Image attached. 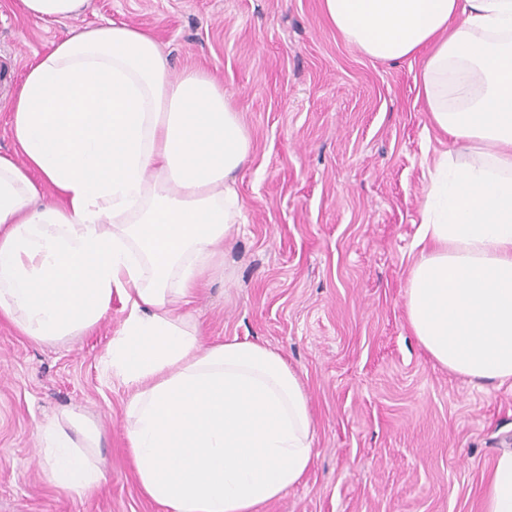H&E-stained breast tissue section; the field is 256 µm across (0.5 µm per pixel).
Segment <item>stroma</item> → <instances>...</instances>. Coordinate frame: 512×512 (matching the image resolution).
<instances>
[{
    "instance_id": "1",
    "label": "stroma",
    "mask_w": 512,
    "mask_h": 512,
    "mask_svg": "<svg viewBox=\"0 0 512 512\" xmlns=\"http://www.w3.org/2000/svg\"><path fill=\"white\" fill-rule=\"evenodd\" d=\"M152 32L173 72L214 75L251 133L237 178L244 222L189 306L205 342L250 339L296 371L313 462L261 512H481L495 456L512 448V385L479 387L412 336L405 287L428 189L445 151L419 95L423 56L391 63L347 43L322 0H89L43 21L0 0V153L34 56L73 28ZM124 313L36 343L0 318V512H165L139 485L126 440L132 385L103 359ZM80 407L102 433L107 480L76 495L40 461L37 427Z\"/></svg>"
}]
</instances>
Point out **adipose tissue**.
Returning a JSON list of instances; mask_svg holds the SVG:
<instances>
[{
  "mask_svg": "<svg viewBox=\"0 0 512 512\" xmlns=\"http://www.w3.org/2000/svg\"><path fill=\"white\" fill-rule=\"evenodd\" d=\"M322 7L368 57L426 53L430 121L469 159L444 152L429 171L406 318L448 371L512 382V0ZM11 128L20 154H0V317L55 342L121 301L104 369L135 387L128 449L167 512H260L299 484L313 456L299 376L261 343L203 344L187 310L243 209L236 176L251 136L223 86L202 71L173 75L138 26L76 29L29 64ZM39 434L57 487L105 481L101 434L82 409ZM481 512H512V451L495 457Z\"/></svg>",
  "mask_w": 512,
  "mask_h": 512,
  "instance_id": "adipose-tissue-1",
  "label": "adipose tissue"
}]
</instances>
